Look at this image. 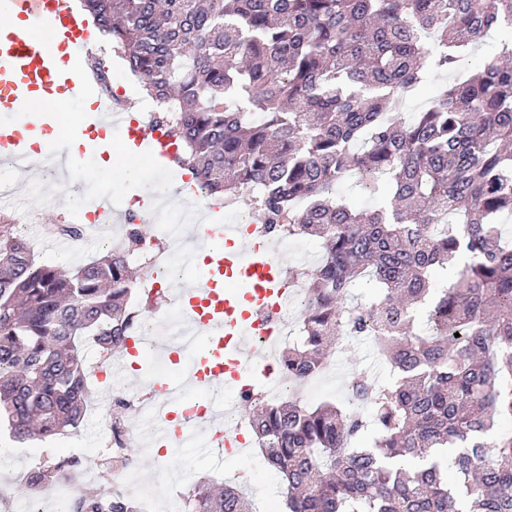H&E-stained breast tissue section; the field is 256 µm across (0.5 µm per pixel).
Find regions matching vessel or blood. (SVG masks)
Instances as JSON below:
<instances>
[{
  "label": "vessel or blood",
  "mask_w": 512,
  "mask_h": 512,
  "mask_svg": "<svg viewBox=\"0 0 512 512\" xmlns=\"http://www.w3.org/2000/svg\"><path fill=\"white\" fill-rule=\"evenodd\" d=\"M7 2L11 14L25 26H0V158L14 162L30 177L38 176L50 158L64 175L83 173V163L73 158L66 141L56 139L46 113L27 111L25 103L34 93L56 92L70 102L95 90V73L61 69L43 40L51 35L80 53L90 42L87 23L69 0ZM114 121V113L95 106L81 116L90 133L111 128ZM124 133L131 154L144 152L156 159L159 168L170 167L174 154L166 136L153 125L135 124ZM37 136L46 139L45 150L34 147ZM181 234L194 241L192 255L202 260L201 274L182 287L180 297L187 323L202 342L191 348L181 379L156 378L151 383L154 396L164 398L171 408L180 406L188 388L244 395L255 384L267 383L270 374L257 343L271 332L265 311L276 307L286 292L284 273L270 256V243L254 225L216 219L183 224ZM157 435L172 438L177 448L198 444L223 449L228 457L235 453L231 442L210 425L187 423L176 434L164 425Z\"/></svg>",
  "instance_id": "b4317fda"
}]
</instances>
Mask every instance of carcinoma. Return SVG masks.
Listing matches in <instances>:
<instances>
[{"instance_id":"cac0c4a2","label":"carcinoma","mask_w":512,"mask_h":512,"mask_svg":"<svg viewBox=\"0 0 512 512\" xmlns=\"http://www.w3.org/2000/svg\"><path fill=\"white\" fill-rule=\"evenodd\" d=\"M112 50L169 109L178 162L263 224L326 249L308 279L290 374L371 336L392 380L352 381L353 404L245 397L284 512H512V39L411 120L398 100L453 72L512 0H82ZM349 177L383 204L336 195ZM454 270L446 288L433 278ZM143 269L111 252L72 272L36 262L0 212V425L19 440L87 411L80 343L125 351ZM357 288L368 298L354 300ZM427 311L423 331H413ZM412 457L407 471L387 461ZM59 457L37 466L51 488ZM104 487L79 494L99 512ZM183 512H254L231 484Z\"/></svg>"}]
</instances>
